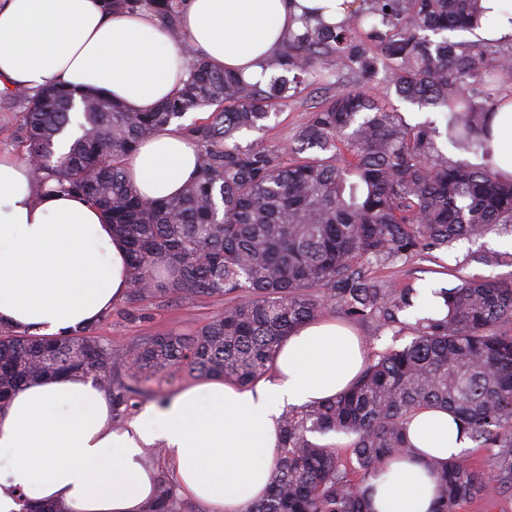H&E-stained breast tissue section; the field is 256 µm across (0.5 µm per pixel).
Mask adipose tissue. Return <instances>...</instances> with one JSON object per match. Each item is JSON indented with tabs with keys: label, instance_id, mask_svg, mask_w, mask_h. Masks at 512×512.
<instances>
[{
	"label": "adipose tissue",
	"instance_id": "1",
	"mask_svg": "<svg viewBox=\"0 0 512 512\" xmlns=\"http://www.w3.org/2000/svg\"><path fill=\"white\" fill-rule=\"evenodd\" d=\"M344 2L186 0L181 25L211 65L254 81L303 13L334 23ZM185 78L180 47L149 13H113L104 0H0V90L59 81L148 112ZM491 129L494 165L512 176V104L495 112ZM198 165L197 144L172 129L143 140L124 161L137 194L154 201L179 194ZM127 262L98 208L45 191L28 162L0 154V326L38 336L87 328L130 290ZM363 362L358 336L316 319L282 343L271 377L246 388L199 381L164 408L146 407L121 432L91 379L32 381L0 409V512H19L24 498L64 512H144L154 487L145 455L158 445L181 493L211 512H245L263 495L278 457L283 408L335 397ZM409 439L415 458L371 480L372 512H431L430 459L469 445L452 415L438 409L414 418Z\"/></svg>",
	"mask_w": 512,
	"mask_h": 512
}]
</instances>
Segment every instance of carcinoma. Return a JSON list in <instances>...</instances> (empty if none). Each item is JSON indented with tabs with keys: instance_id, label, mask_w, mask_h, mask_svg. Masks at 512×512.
Segmentation results:
<instances>
[{
	"instance_id": "cac0c4a2",
	"label": "carcinoma",
	"mask_w": 512,
	"mask_h": 512,
	"mask_svg": "<svg viewBox=\"0 0 512 512\" xmlns=\"http://www.w3.org/2000/svg\"><path fill=\"white\" fill-rule=\"evenodd\" d=\"M183 2L105 0L113 12H152L187 57L188 79L154 110L60 82L13 92L26 104L21 154L41 160L31 178L101 208L129 252L130 300L229 297L193 334L163 333L125 349L134 379L181 367L249 386L290 333L327 306L352 321L375 316L411 340L368 357L336 397L283 410L280 454L246 512H368L363 486L413 454L408 425L430 408L448 410L484 453L481 463L466 451L430 461L431 512L512 500V282L461 277L434 292L447 313L430 317L417 289L373 271L490 230L512 234V177L493 167L488 145L489 115L512 100L494 85V73L512 72V39H431L487 23L482 0H353L334 25L301 19L262 66L270 79L248 81L195 52L181 31ZM336 61L357 86L316 107L292 145L236 140L311 85L331 84ZM381 68L382 95L369 87ZM391 90L441 115L443 126L407 123L387 102ZM198 109L204 118L178 123ZM172 125L200 146L198 173L179 195L145 201L124 160ZM441 137L483 163L448 158ZM116 365L112 348L85 330L46 338L0 327V409L28 382L66 375L111 387L119 406L131 388ZM317 434L348 436L351 447ZM186 509L161 476L144 512Z\"/></svg>"
}]
</instances>
